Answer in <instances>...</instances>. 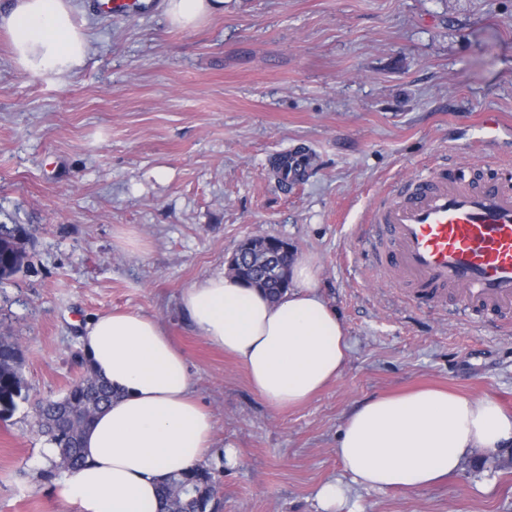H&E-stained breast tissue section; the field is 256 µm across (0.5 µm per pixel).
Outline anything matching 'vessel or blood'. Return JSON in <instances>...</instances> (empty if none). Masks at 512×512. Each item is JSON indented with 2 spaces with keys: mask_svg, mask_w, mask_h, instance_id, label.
Returning <instances> with one entry per match:
<instances>
[{
  "mask_svg": "<svg viewBox=\"0 0 512 512\" xmlns=\"http://www.w3.org/2000/svg\"><path fill=\"white\" fill-rule=\"evenodd\" d=\"M281 172L302 180L307 158L282 155ZM371 250L385 272L410 287L413 301L438 303L446 293L512 321V175L471 186L435 170L380 199L367 220Z\"/></svg>",
  "mask_w": 512,
  "mask_h": 512,
  "instance_id": "b4317fda",
  "label": "vessel or blood"
}]
</instances>
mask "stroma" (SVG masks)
<instances>
[{
	"label": "stroma",
	"mask_w": 512,
	"mask_h": 512,
	"mask_svg": "<svg viewBox=\"0 0 512 512\" xmlns=\"http://www.w3.org/2000/svg\"><path fill=\"white\" fill-rule=\"evenodd\" d=\"M76 3L93 49L66 83L21 72L0 33V224L31 256L0 281L27 393L0 415V512H78L32 466L35 414L81 377L88 321L116 309L160 321L216 445L243 451L212 470L215 512H318L342 426L373 397L431 386L512 410V329L450 294L412 302L363 242L373 199L435 161L472 181L512 164V0H224L194 29L168 25L161 0L109 17ZM299 148L312 166L281 188L272 162ZM255 235L315 258L350 341L343 375L295 408L262 401L178 308ZM352 498L358 512H512V448L427 489Z\"/></svg>",
	"instance_id": "35a3bbf8"
}]
</instances>
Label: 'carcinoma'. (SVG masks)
Here are the masks:
<instances>
[{
    "mask_svg": "<svg viewBox=\"0 0 512 512\" xmlns=\"http://www.w3.org/2000/svg\"><path fill=\"white\" fill-rule=\"evenodd\" d=\"M30 254L23 246L18 229L0 227V280L17 275L28 265ZM240 277L249 285L263 290L269 297L279 296L284 287L271 278L256 280V271L246 268ZM25 360L20 346L0 337V407L11 411L15 399L25 389ZM112 400V390L92 370L75 381L64 397L40 403L38 427L48 441L59 448V462L41 471V477L52 480L61 470L75 471L85 459L82 435L96 414ZM214 499V483L208 469L198 466L179 478L170 480L161 490L158 512H206Z\"/></svg>",
    "mask_w": 512,
    "mask_h": 512,
    "instance_id": "obj_1",
    "label": "carcinoma"
}]
</instances>
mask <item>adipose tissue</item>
Returning <instances> with one entry per match:
<instances>
[{
	"label": "adipose tissue",
	"instance_id": "1",
	"mask_svg": "<svg viewBox=\"0 0 512 512\" xmlns=\"http://www.w3.org/2000/svg\"><path fill=\"white\" fill-rule=\"evenodd\" d=\"M224 0H163L171 26L195 28ZM0 30L24 72L62 81L84 66L90 34L72 0H12ZM179 310L193 329L244 368L252 390L279 408L303 405L339 379L349 357L345 329L325 300L312 257L296 258L278 300L216 272L183 289ZM83 353L115 397L86 431L85 464L57 481L80 512H157L170 476L212 461L232 469L233 446L216 451L215 421L197 399L189 362L154 318L112 311L89 321ZM512 443V413L492 394L421 389L358 405L336 445L343 478L315 492L321 512H344L352 486L421 490L457 474L474 453Z\"/></svg>",
	"mask_w": 512,
	"mask_h": 512
}]
</instances>
